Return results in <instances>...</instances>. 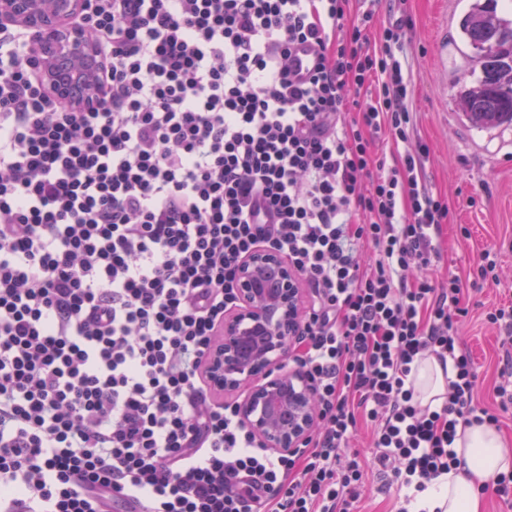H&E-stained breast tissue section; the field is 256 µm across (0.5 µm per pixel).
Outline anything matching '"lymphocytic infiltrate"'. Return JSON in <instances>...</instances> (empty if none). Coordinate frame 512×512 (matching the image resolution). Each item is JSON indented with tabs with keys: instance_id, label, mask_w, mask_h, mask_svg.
Returning a JSON list of instances; mask_svg holds the SVG:
<instances>
[{
	"instance_id": "obj_1",
	"label": "lymphocytic infiltrate",
	"mask_w": 512,
	"mask_h": 512,
	"mask_svg": "<svg viewBox=\"0 0 512 512\" xmlns=\"http://www.w3.org/2000/svg\"><path fill=\"white\" fill-rule=\"evenodd\" d=\"M373 17L350 0H88L79 23L110 68L87 112L49 98L28 36L0 29V512H354L359 419L380 472L421 491L457 464L458 427L512 407L506 382L498 410L477 405L457 332L464 283L498 282V254L431 278L449 208L413 136L412 20L373 48ZM384 136L404 151L377 156ZM260 246L310 292L294 362L319 423L278 456L203 369ZM429 355L456 369L437 410L409 382Z\"/></svg>"
}]
</instances>
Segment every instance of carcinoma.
Segmentation results:
<instances>
[{
  "instance_id": "1",
  "label": "carcinoma",
  "mask_w": 512,
  "mask_h": 512,
  "mask_svg": "<svg viewBox=\"0 0 512 512\" xmlns=\"http://www.w3.org/2000/svg\"><path fill=\"white\" fill-rule=\"evenodd\" d=\"M460 29L480 67L473 83L460 85L461 111L478 128L512 125V21L498 17L496 0H475Z\"/></svg>"
}]
</instances>
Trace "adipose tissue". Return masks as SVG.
<instances>
[{
	"label": "adipose tissue",
	"instance_id": "adipose-tissue-1",
	"mask_svg": "<svg viewBox=\"0 0 512 512\" xmlns=\"http://www.w3.org/2000/svg\"><path fill=\"white\" fill-rule=\"evenodd\" d=\"M412 375L415 399L421 407L439 409L454 366H442L436 357L422 359ZM454 448L458 468L432 481L416 493L411 512H484L482 488L495 476L512 471V451L489 424H475L458 431Z\"/></svg>",
	"mask_w": 512,
	"mask_h": 512
}]
</instances>
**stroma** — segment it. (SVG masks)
Listing matches in <instances>:
<instances>
[{
    "label": "stroma",
    "mask_w": 512,
    "mask_h": 512,
    "mask_svg": "<svg viewBox=\"0 0 512 512\" xmlns=\"http://www.w3.org/2000/svg\"><path fill=\"white\" fill-rule=\"evenodd\" d=\"M470 5L407 0L413 20L407 53L416 132L430 149L427 179L433 192L447 197L451 215L435 273L462 275L480 251L499 254V284L468 290L469 314L461 327L479 366V400L489 405L499 381V343L482 318L492 304L512 303V125L477 129L459 109V81L475 68L474 52L458 28ZM460 224L469 227L470 238L457 235Z\"/></svg>",
    "instance_id": "stroma-1"
}]
</instances>
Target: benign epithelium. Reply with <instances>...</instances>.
<instances>
[{
    "instance_id": "1",
    "label": "benign epithelium",
    "mask_w": 512,
    "mask_h": 512,
    "mask_svg": "<svg viewBox=\"0 0 512 512\" xmlns=\"http://www.w3.org/2000/svg\"><path fill=\"white\" fill-rule=\"evenodd\" d=\"M85 6V0H0V27L32 38L39 83L76 111L97 106L107 66L96 40L75 23ZM237 293L239 306L224 315L208 357V377L219 393L243 392L236 412L256 444L288 454L319 421L312 381L301 368L284 366L301 335L300 276L280 252L260 247L239 265Z\"/></svg>"
}]
</instances>
